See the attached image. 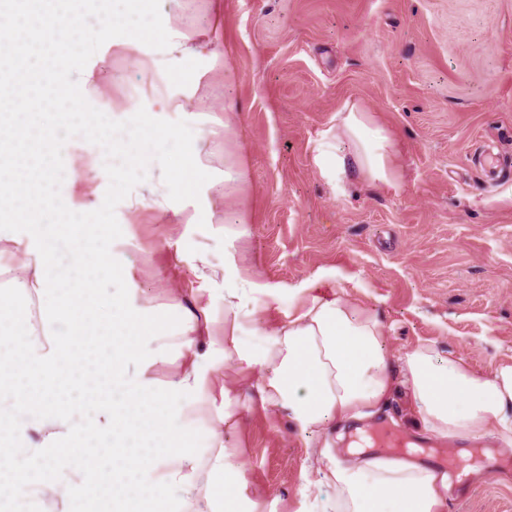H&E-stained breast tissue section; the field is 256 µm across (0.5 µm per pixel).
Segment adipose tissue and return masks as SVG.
<instances>
[{
    "instance_id": "adipose-tissue-1",
    "label": "adipose tissue",
    "mask_w": 512,
    "mask_h": 512,
    "mask_svg": "<svg viewBox=\"0 0 512 512\" xmlns=\"http://www.w3.org/2000/svg\"><path fill=\"white\" fill-rule=\"evenodd\" d=\"M75 2L23 0L20 10L0 9V61L13 65L12 92L0 97V228L25 225L29 238L12 288L0 290V399L14 404L0 409V501L57 499L64 512H167L174 487L188 512H255L223 436L235 420L231 389L213 384L200 367L199 322L190 315L175 325L166 314L106 300L100 282L124 274L103 252L107 220L91 210L73 221L69 198L54 187L74 165L49 160L70 122L79 121L91 139L104 129L100 115L78 111V88L60 76L65 67L108 38L150 48L155 67L168 74L166 107L184 112L195 94L184 85L183 63L197 47L172 25H129L111 10L101 28L81 30ZM130 118L132 131L114 145L124 167L113 172V187H122L127 172H148L152 153L166 149L168 197H193L203 173L191 149L170 151L179 130L137 104ZM398 155L390 131L348 101L335 130L323 133L315 163L336 182L389 190L402 180ZM66 251L75 266L64 277ZM330 278L320 271L291 286L300 303L259 350L245 348L237 332L248 306L273 288L239 278L224 290V335L210 338L209 353L253 374L262 404L286 412L304 435L370 418L400 383L423 433L512 447V359L477 370L422 341L390 356L377 312L353 304ZM108 305L119 317L102 316ZM59 325L68 328L65 338L56 336ZM148 336L159 338L157 348L146 347ZM170 338L182 368L160 385L150 371ZM132 361L139 373L130 380ZM212 386L222 406L203 433L180 401ZM32 430L39 441H29ZM200 441L213 450L205 466L195 452ZM453 487L443 469L361 448L340 458L327 444L307 453L296 512H447Z\"/></svg>"
}]
</instances>
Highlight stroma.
<instances>
[{
  "instance_id": "35a3bbf8",
  "label": "stroma",
  "mask_w": 512,
  "mask_h": 512,
  "mask_svg": "<svg viewBox=\"0 0 512 512\" xmlns=\"http://www.w3.org/2000/svg\"><path fill=\"white\" fill-rule=\"evenodd\" d=\"M157 0L151 22H181L189 41L217 22L225 55L189 60L186 78L207 98L196 117L167 112L193 139L195 121L215 130L197 155L206 176L176 211L129 209L138 196L160 198L168 156L149 175L130 174L112 190L120 156L113 139L128 132L132 100H161L166 76L140 67L139 52L112 43L83 56L65 80L80 88L79 108L105 115L108 136H64L59 156L85 166L56 189L74 216L98 209L116 234L104 251L126 271L100 284L104 296L180 320L206 309L224 329V257L239 272L275 285L240 339L262 348L295 304L289 286L324 270L385 325L390 354L420 340L440 356L483 370L512 357V0ZM232 73L238 106L224 136L213 79ZM362 103L400 146L403 181L394 190L325 179L314 164L324 131L345 102ZM242 161L238 193L251 215L248 237L224 221V165ZM221 372L238 416L228 443L241 463L257 512H295L300 473L314 436L264 407L250 373ZM448 512H512V482L484 470L458 488Z\"/></svg>"
}]
</instances>
